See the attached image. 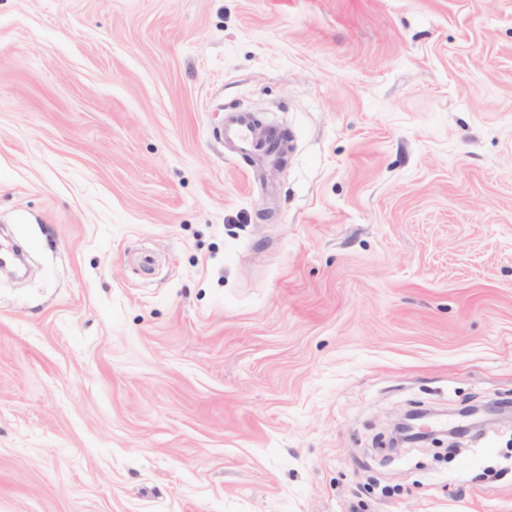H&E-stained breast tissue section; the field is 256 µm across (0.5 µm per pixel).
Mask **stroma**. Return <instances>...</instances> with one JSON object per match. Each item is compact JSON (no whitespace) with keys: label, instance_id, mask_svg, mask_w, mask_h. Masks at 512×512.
Here are the masks:
<instances>
[{"label":"stroma","instance_id":"stroma-1","mask_svg":"<svg viewBox=\"0 0 512 512\" xmlns=\"http://www.w3.org/2000/svg\"><path fill=\"white\" fill-rule=\"evenodd\" d=\"M1 243L0 512H512V0H0ZM224 134L226 137L232 136L236 140L239 153L249 152L252 144V131L244 112L225 116ZM435 413L428 409H414L407 411L403 418L396 423L394 427V438H392L391 447H397L399 443H417L423 442L427 439H431L432 443L439 444L437 441L436 432L430 429L429 432L423 433L418 431L420 429L419 424L413 423V421H421L425 418L434 415Z\"/></svg>","mask_w":512,"mask_h":512}]
</instances>
